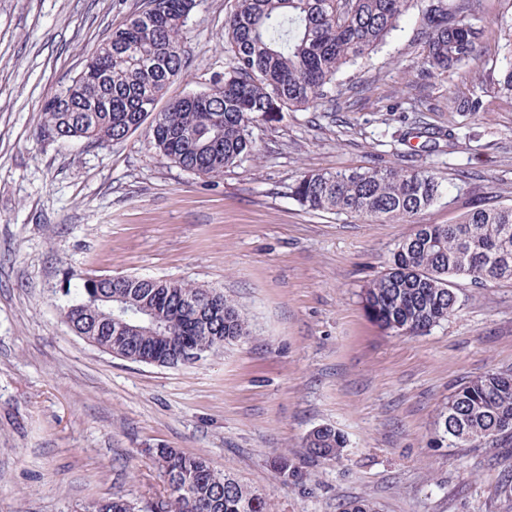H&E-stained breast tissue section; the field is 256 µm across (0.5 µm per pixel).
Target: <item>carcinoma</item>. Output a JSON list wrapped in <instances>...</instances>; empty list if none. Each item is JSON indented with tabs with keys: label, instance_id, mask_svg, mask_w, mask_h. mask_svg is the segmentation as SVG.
<instances>
[{
	"label": "carcinoma",
	"instance_id": "obj_1",
	"mask_svg": "<svg viewBox=\"0 0 512 512\" xmlns=\"http://www.w3.org/2000/svg\"><path fill=\"white\" fill-rule=\"evenodd\" d=\"M413 0H236L224 36L231 61L205 92L157 109L182 70L181 43L197 0H145L146 8L112 31L70 86L42 109L47 135L104 144L149 123V143L166 159L212 180L254 156V122L267 112L308 108L336 96L342 69L387 42ZM468 0H429L421 18L430 77L476 56L479 32ZM448 106L479 112V97L452 96ZM447 194L433 171L399 165L309 171L291 186L308 212L371 221L412 222ZM64 307L71 331L123 360L178 367L184 344L204 359L250 335L236 303L216 288L128 275H74ZM479 286L512 281V205L475 207L452 224H417L392 252L388 268L362 290L381 329L418 335L457 311L455 281ZM512 439V369L463 382L438 414L435 441L478 448ZM344 436L331 426L310 431L311 461L340 457ZM153 459L168 489L157 512H270L269 496L213 469L203 457L160 446ZM285 485L303 471L288 455L273 461ZM83 512H138L120 496L93 500Z\"/></svg>",
	"mask_w": 512,
	"mask_h": 512
}]
</instances>
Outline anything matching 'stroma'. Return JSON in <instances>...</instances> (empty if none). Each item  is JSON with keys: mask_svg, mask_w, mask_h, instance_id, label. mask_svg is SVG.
<instances>
[{"mask_svg": "<svg viewBox=\"0 0 512 512\" xmlns=\"http://www.w3.org/2000/svg\"><path fill=\"white\" fill-rule=\"evenodd\" d=\"M144 2L0 0V512H81L112 496L150 512L167 496L150 455L160 445L269 494L272 512H343L359 497L380 512H507L497 487L512 450L448 448L434 431L459 384L512 367V282L459 281L448 322L384 332L360 290L414 224L309 213L290 187L308 171L398 163L451 186L421 223L512 205V96L497 89L512 0H469L481 52L435 78L420 71L428 0H414L380 49L338 74L335 100L267 113L256 155L207 183L159 156L144 126L104 146L41 129L43 103ZM234 5L198 0L168 97L223 76ZM476 87L481 112L449 110V94ZM413 127L454 145L395 141ZM75 272L220 289L251 334L189 367L112 357L63 318ZM324 425L347 446L310 461L304 439ZM282 452L306 471L302 485L282 484Z\"/></svg>", "mask_w": 512, "mask_h": 512, "instance_id": "1", "label": "stroma"}]
</instances>
